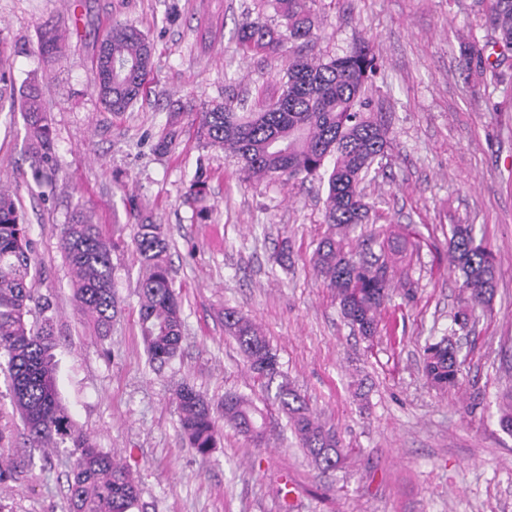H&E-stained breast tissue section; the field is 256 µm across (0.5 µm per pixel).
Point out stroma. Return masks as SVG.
Masks as SVG:
<instances>
[{"mask_svg":"<svg viewBox=\"0 0 512 512\" xmlns=\"http://www.w3.org/2000/svg\"><path fill=\"white\" fill-rule=\"evenodd\" d=\"M251 0H0V36L12 47L15 86L37 77L59 160L52 183L35 186L21 112L0 111V181L30 225L35 287L52 302L57 387L78 427L128 466L147 512H512V435L499 424L512 393V51L484 24L491 0H317L315 51L343 54L369 42L378 72L369 86L393 143L366 188L370 220L395 244L421 242L399 264L377 334L342 316L312 270L328 233L325 188L316 181H242L234 158L184 141L152 150L174 100L202 106L277 96L281 60L243 57L237 39ZM134 23L156 47L147 92L126 112L93 92L97 39L112 21ZM66 33L63 57L42 71L37 33ZM468 35L502 80L473 90L460 37ZM210 171L199 221L185 193L198 163ZM137 201L129 203L125 189ZM93 211L112 254L121 310L106 338L77 311L60 230L77 204ZM154 212L170 242L182 298V342L151 369L139 327L140 263L131 206ZM472 224L495 256L497 284L476 330L459 331L466 355L457 386L428 385L423 348L447 335L464 293L448 269L450 225ZM291 255L278 265L282 239ZM237 308L267 336L288 381L332 428L347 455L325 473L249 372L224 310ZM211 402L248 395L266 416L257 442L224 428L206 457L178 428L177 390ZM0 481L8 512H67L68 449L31 450L0 370Z\"/></svg>","mask_w":512,"mask_h":512,"instance_id":"35a3bbf8","label":"stroma"}]
</instances>
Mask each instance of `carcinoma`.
Listing matches in <instances>:
<instances>
[{
	"instance_id": "obj_1",
	"label": "carcinoma",
	"mask_w": 512,
	"mask_h": 512,
	"mask_svg": "<svg viewBox=\"0 0 512 512\" xmlns=\"http://www.w3.org/2000/svg\"><path fill=\"white\" fill-rule=\"evenodd\" d=\"M279 24L257 13L238 29L244 56L261 66L273 57L285 59L280 94L246 112L232 103L204 105L196 111L180 102L170 109L166 127L154 151L176 152L183 129H196L206 148H218L241 164L243 180L291 181L317 179L327 185L324 223L339 230L320 240L312 256L315 274L331 288L343 316L365 337L377 333L382 311L392 295L393 278L385 243L379 253L357 257L347 242V230L369 223L371 206L364 183L373 164L391 149L390 126L381 112L370 110L368 82L377 69L372 47L358 41L343 54L325 59L313 52L312 5L315 0H277ZM486 24L497 43L512 48V0H492ZM63 36L46 25L38 31V54L46 63L61 58ZM0 48V97L15 93ZM94 65V92L110 112L128 111L146 91L153 70V44L128 21H114L103 31ZM20 95L25 119L32 179L39 185L56 176L52 123L44 112L35 81ZM208 174L199 169L187 198L205 202ZM132 242L140 261L139 325L149 363L172 361L182 340V305L174 288L168 261L169 241L163 225L150 212L134 214ZM60 248L72 274L73 298L80 314L99 336L109 334L119 312L113 280L111 245L101 234L93 213L76 208L63 225ZM449 268L460 274L470 304H489L495 293L496 264L488 246L476 241L472 224H452L448 233ZM35 258L30 228L15 194L0 184V357L7 358L13 404L33 442L68 448L72 465L66 478L68 512H145L138 485L116 456L100 448L76 425L62 403L56 383L58 362L53 320L31 323L32 308L50 309L48 300L34 294ZM224 332L232 336L254 378L272 383L281 376L277 355L263 332L241 312L224 309ZM428 384L446 390L458 383L462 361L448 346L424 348ZM275 401L317 468L334 471L346 456L336 434L326 429L305 398L287 380L277 384ZM178 421L188 448L200 456L217 447L224 425L256 441L265 435V416L245 395L224 394L217 408L192 387L176 395Z\"/></svg>"
}]
</instances>
